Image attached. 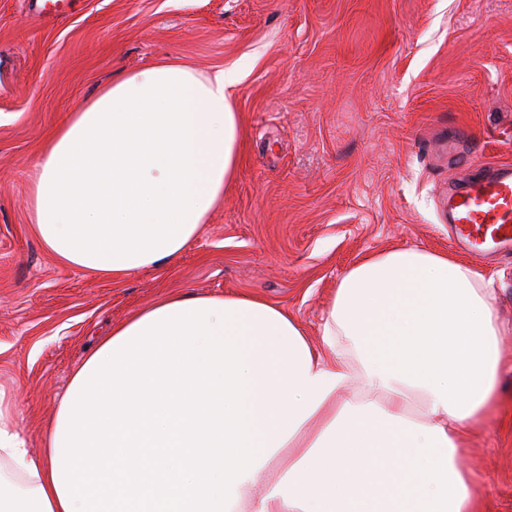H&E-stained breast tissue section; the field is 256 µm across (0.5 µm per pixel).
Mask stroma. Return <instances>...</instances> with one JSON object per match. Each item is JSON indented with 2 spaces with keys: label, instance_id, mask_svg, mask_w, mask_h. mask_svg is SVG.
Listing matches in <instances>:
<instances>
[{
  "label": "stroma",
  "instance_id": "1",
  "mask_svg": "<svg viewBox=\"0 0 512 512\" xmlns=\"http://www.w3.org/2000/svg\"><path fill=\"white\" fill-rule=\"evenodd\" d=\"M161 60L224 69L241 120L234 181L198 238L120 280L48 254L27 173L47 137L118 74ZM512 165V0H73L36 18L0 0V386L39 449L73 371L165 297L257 295L312 341L364 256L445 251L492 279L512 356V246L478 256L448 191ZM467 467L490 512H512V371Z\"/></svg>",
  "mask_w": 512,
  "mask_h": 512
}]
</instances>
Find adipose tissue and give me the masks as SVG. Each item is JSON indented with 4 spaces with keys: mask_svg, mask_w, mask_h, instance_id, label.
Returning a JSON list of instances; mask_svg holds the SVG:
<instances>
[{
    "mask_svg": "<svg viewBox=\"0 0 512 512\" xmlns=\"http://www.w3.org/2000/svg\"><path fill=\"white\" fill-rule=\"evenodd\" d=\"M231 83L158 62L101 86L30 173L44 249L110 280L180 256L236 174ZM491 285L381 251L340 279L317 346L259 296L159 301L73 373L39 452L0 390V512H485L463 460L502 397ZM226 445L232 476L201 468Z\"/></svg>",
    "mask_w": 512,
    "mask_h": 512,
    "instance_id": "ef3b65f1",
    "label": "adipose tissue"
}]
</instances>
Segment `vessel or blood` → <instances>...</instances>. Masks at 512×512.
I'll return each instance as SVG.
<instances>
[{"instance_id":"b4317fda","label":"vessel or blood","mask_w":512,"mask_h":512,"mask_svg":"<svg viewBox=\"0 0 512 512\" xmlns=\"http://www.w3.org/2000/svg\"><path fill=\"white\" fill-rule=\"evenodd\" d=\"M448 221L475 250L512 240V168L486 169L448 200Z\"/></svg>"}]
</instances>
